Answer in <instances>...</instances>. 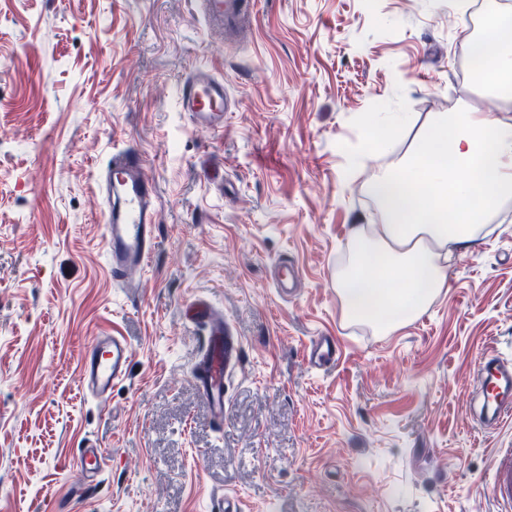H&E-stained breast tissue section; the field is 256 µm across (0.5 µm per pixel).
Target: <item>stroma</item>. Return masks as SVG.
I'll return each mask as SVG.
<instances>
[{
  "label": "stroma",
  "mask_w": 512,
  "mask_h": 512,
  "mask_svg": "<svg viewBox=\"0 0 512 512\" xmlns=\"http://www.w3.org/2000/svg\"><path fill=\"white\" fill-rule=\"evenodd\" d=\"M242 30L198 0H0V512H504L488 492L512 417L469 412L488 348L512 358V203L448 258V284L389 334L349 322L336 271L356 224L381 221L345 173L370 112L505 106L469 79L477 12L450 0H253ZM224 80V129L190 125L177 89ZM147 158L159 238L136 288L113 281L92 171L116 148ZM300 288L281 294L277 265ZM224 316L238 358L216 428L194 382ZM133 348L106 404L78 386L80 353ZM335 337L336 364L305 346ZM101 449L97 482H76ZM82 465L78 471V480L81 483L93 482L105 466L104 456L98 448H85L82 451Z\"/></svg>",
  "instance_id": "35a3bbf8"
}]
</instances>
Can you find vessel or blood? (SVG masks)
Instances as JSON below:
<instances>
[{"label": "vessel or blood", "mask_w": 512, "mask_h": 512, "mask_svg": "<svg viewBox=\"0 0 512 512\" xmlns=\"http://www.w3.org/2000/svg\"><path fill=\"white\" fill-rule=\"evenodd\" d=\"M202 5L208 22L216 25L234 21L248 8L246 0H203ZM179 101L194 126L213 132L223 129L230 100L223 79L208 68L193 69L179 88ZM146 167V159L137 151L117 149L93 174L94 191L105 216L107 262L117 281L144 268L156 247L157 188L146 177ZM190 312L206 327L195 384L210 406L213 421L220 425L224 422V377L238 348L225 336L223 321L214 319L211 311L194 306ZM132 355L133 349L124 337L100 336L93 340L81 358L79 384L84 395L108 400L113 387L126 380ZM335 359V338L313 337L307 355L309 366L322 370ZM475 397L479 402L476 415L486 423L494 424L512 415L511 359L495 352L483 356L475 373ZM104 466V456L98 449H83L79 481H93ZM489 492L503 506L512 507V448L505 449L496 460Z\"/></svg>", "instance_id": "vessel-or-blood-1"}]
</instances>
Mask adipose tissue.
<instances>
[{"label":"adipose tissue","instance_id":"obj_1","mask_svg":"<svg viewBox=\"0 0 512 512\" xmlns=\"http://www.w3.org/2000/svg\"><path fill=\"white\" fill-rule=\"evenodd\" d=\"M487 90L512 102V15L484 22ZM381 223L354 225L336 272L348 317L388 333L416 320L445 288L448 255L490 233L512 200V116L472 108L430 118L393 166L368 181Z\"/></svg>","mask_w":512,"mask_h":512}]
</instances>
